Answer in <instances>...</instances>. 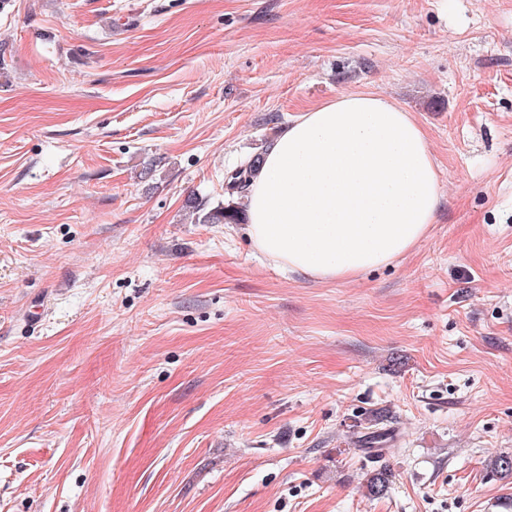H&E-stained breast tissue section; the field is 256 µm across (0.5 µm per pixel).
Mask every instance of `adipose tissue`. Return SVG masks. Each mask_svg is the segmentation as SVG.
<instances>
[{"mask_svg": "<svg viewBox=\"0 0 512 512\" xmlns=\"http://www.w3.org/2000/svg\"><path fill=\"white\" fill-rule=\"evenodd\" d=\"M244 203L258 252L315 280H345L390 265L426 236L439 178L412 115L353 92L282 128Z\"/></svg>", "mask_w": 512, "mask_h": 512, "instance_id": "adipose-tissue-1", "label": "adipose tissue"}]
</instances>
